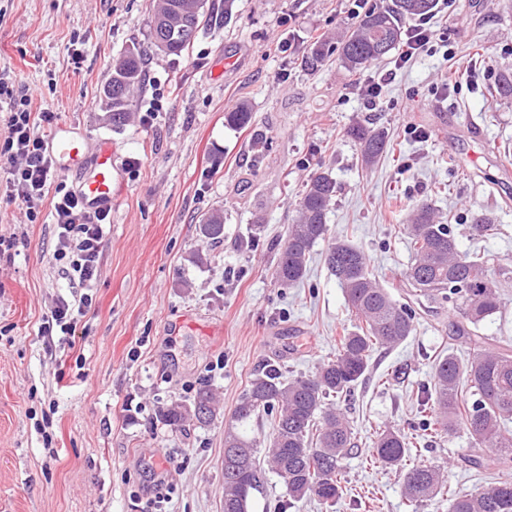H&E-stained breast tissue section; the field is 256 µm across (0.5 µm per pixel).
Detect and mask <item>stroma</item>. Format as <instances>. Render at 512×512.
Listing matches in <instances>:
<instances>
[{
  "label": "stroma",
  "instance_id": "obj_1",
  "mask_svg": "<svg viewBox=\"0 0 512 512\" xmlns=\"http://www.w3.org/2000/svg\"><path fill=\"white\" fill-rule=\"evenodd\" d=\"M353 6L233 0L227 22L202 24L174 56L151 47L150 0H0V74L35 104L53 103L89 140L111 139L123 183L90 289L55 257L50 206L30 224L0 200V236L13 242L0 255V512H224V424L241 395L270 361L287 379L313 373L357 325L325 264L335 239L360 247L377 282L402 299L411 263L403 227L427 204L461 252L512 271V97L496 92L512 71V0L435 9L446 42L405 65L392 54L357 75L333 60L307 71L311 44L347 30ZM135 46L147 51L144 82L131 121L116 129L100 96L113 61ZM374 81L371 103L361 89ZM241 103L251 125L227 127L225 112ZM358 122L393 144L371 167L347 135ZM320 170L337 182L328 233L303 282L284 287L276 245ZM214 208L224 211L215 245L197 233ZM482 215L493 231H475ZM193 250L203 264L189 262ZM86 294L92 306L74 335H40L58 300ZM459 319L451 303L425 304L412 335L375 350L367 379L337 400L357 447L336 505L287 506L269 471L253 512H448L444 497L410 506L401 467L372 461L387 427L406 435L411 461L438 465L447 485L481 488L492 473L469 463L466 431L428 440L416 426L436 358L469 354L448 345ZM202 387L221 402L213 421L162 423L160 407L190 403ZM164 448L172 463L160 461Z\"/></svg>",
  "mask_w": 512,
  "mask_h": 512
}]
</instances>
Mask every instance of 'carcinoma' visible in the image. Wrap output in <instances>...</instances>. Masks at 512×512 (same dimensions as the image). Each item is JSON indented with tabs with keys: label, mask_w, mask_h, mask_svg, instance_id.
Returning <instances> with one entry per match:
<instances>
[{
	"label": "carcinoma",
	"mask_w": 512,
	"mask_h": 512,
	"mask_svg": "<svg viewBox=\"0 0 512 512\" xmlns=\"http://www.w3.org/2000/svg\"><path fill=\"white\" fill-rule=\"evenodd\" d=\"M437 0H391L373 5L336 41L318 40L303 60L314 70L332 56L350 73L357 74L383 59L402 41L406 21L430 15ZM205 0H153L151 46L167 55H181L194 41L203 18ZM145 53L129 49L116 61L104 87L105 110L112 126L120 128L130 117L132 97L142 86ZM252 112L242 103L224 113L225 124L243 129ZM347 134L359 145L364 165L374 164L386 151L384 133L361 123ZM336 179L329 171L314 175L297 208L294 224L278 247L275 278L282 286L301 282L311 250L328 232L327 213L336 197ZM200 235L213 243L224 239V211L215 209L198 225ZM414 258L404 273L409 295L460 305L463 321L448 340L470 347L469 359L439 358L434 367L432 392L420 399L419 428L427 435L453 436L467 431L474 454L468 462L500 474L475 493L446 490L440 469L424 462L405 468L403 495L411 504L448 494V512H512V345H495L477 335L481 323L502 305L499 280L489 269V259L460 252L452 227L439 221L434 210L422 204L407 225ZM331 275L343 288L349 311L359 325L340 339L335 358L321 363L308 376L284 379L274 364L256 375L224 426V447L243 450L239 463L224 462V512H251L259 491L261 472L257 449L268 448L267 465L283 481L294 502L314 496L331 506L344 490L342 461L354 447L350 421L333 400L351 393L369 368L376 348H391L414 331L415 311L397 303L368 268L365 253L355 244L338 240L326 255ZM275 413L272 434L261 443L243 427L262 414ZM218 413L217 400L201 388L189 404L172 402L160 409L166 424L182 427L188 421L209 423ZM405 435L385 428L377 433L373 457L384 465H400L408 454Z\"/></svg>",
	"instance_id": "obj_1"
}]
</instances>
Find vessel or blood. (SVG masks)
Masks as SVG:
<instances>
[{
    "instance_id": "b4317fda",
    "label": "vessel or blood",
    "mask_w": 512,
    "mask_h": 512,
    "mask_svg": "<svg viewBox=\"0 0 512 512\" xmlns=\"http://www.w3.org/2000/svg\"><path fill=\"white\" fill-rule=\"evenodd\" d=\"M49 148L60 171L78 173L77 192L88 207H111L118 174L110 139L88 145L76 126L61 122L50 133Z\"/></svg>"
}]
</instances>
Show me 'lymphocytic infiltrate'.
<instances>
[{"label": "lymphocytic infiltrate", "instance_id": "1", "mask_svg": "<svg viewBox=\"0 0 512 512\" xmlns=\"http://www.w3.org/2000/svg\"><path fill=\"white\" fill-rule=\"evenodd\" d=\"M0 112L7 134L0 139V197L17 204L29 223H36L43 203H50L57 228L55 257L67 260L66 273L80 284L97 278L106 210H88L76 192L67 189L49 152L48 134L59 115L52 107L34 108L30 94H20L0 76Z\"/></svg>", "mask_w": 512, "mask_h": 512}]
</instances>
